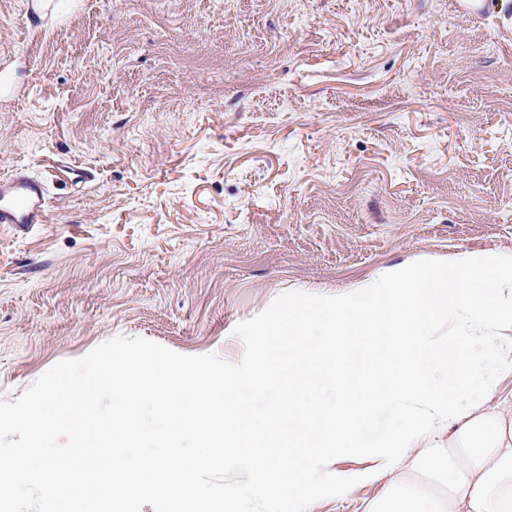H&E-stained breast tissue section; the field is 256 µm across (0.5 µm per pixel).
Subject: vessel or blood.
Listing matches in <instances>:
<instances>
[{"mask_svg":"<svg viewBox=\"0 0 512 512\" xmlns=\"http://www.w3.org/2000/svg\"><path fill=\"white\" fill-rule=\"evenodd\" d=\"M459 16L484 20L512 12V0H456ZM48 217V185L44 177L20 168L0 178V225L11 224L20 229L46 223Z\"/></svg>","mask_w":512,"mask_h":512,"instance_id":"b4317fda","label":"vessel or blood"}]
</instances>
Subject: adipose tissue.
<instances>
[{
  "label": "adipose tissue",
  "mask_w": 512,
  "mask_h": 512,
  "mask_svg": "<svg viewBox=\"0 0 512 512\" xmlns=\"http://www.w3.org/2000/svg\"><path fill=\"white\" fill-rule=\"evenodd\" d=\"M363 503V512H512V393L420 438Z\"/></svg>",
  "instance_id": "obj_1"
}]
</instances>
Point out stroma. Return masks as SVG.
Instances as JSON below:
<instances>
[{"label":"stroma","mask_w":512,"mask_h":512,"mask_svg":"<svg viewBox=\"0 0 512 512\" xmlns=\"http://www.w3.org/2000/svg\"><path fill=\"white\" fill-rule=\"evenodd\" d=\"M0 0V399L117 336L238 361L279 295L512 254V41L451 0ZM48 206L44 177L20 168L0 178V226L12 224L26 229L32 224H46Z\"/></svg>","instance_id":"obj_1"}]
</instances>
